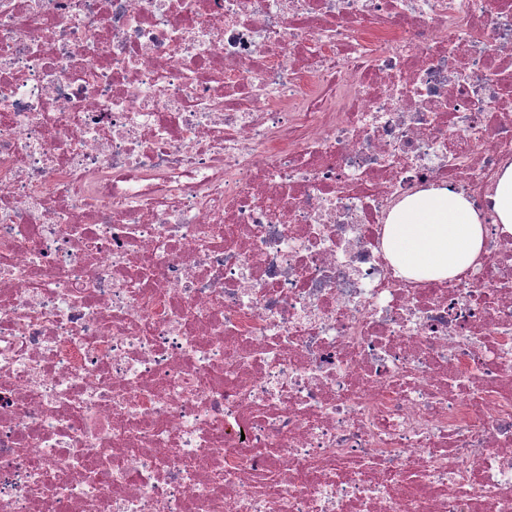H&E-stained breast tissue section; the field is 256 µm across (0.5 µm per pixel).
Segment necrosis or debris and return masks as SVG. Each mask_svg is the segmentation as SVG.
<instances>
[{
	"label": "necrosis or debris",
	"mask_w": 512,
	"mask_h": 512,
	"mask_svg": "<svg viewBox=\"0 0 512 512\" xmlns=\"http://www.w3.org/2000/svg\"><path fill=\"white\" fill-rule=\"evenodd\" d=\"M510 162L512 0H0V512H512ZM500 225V232L512 235V163L498 174L496 186L488 196ZM485 231L468 197L445 187L420 190L390 212L383 249L397 274L417 281L448 280L482 255Z\"/></svg>",
	"instance_id": "obj_1"
}]
</instances>
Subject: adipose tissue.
<instances>
[{"mask_svg": "<svg viewBox=\"0 0 512 512\" xmlns=\"http://www.w3.org/2000/svg\"><path fill=\"white\" fill-rule=\"evenodd\" d=\"M484 226L468 197L445 187L418 191L390 212L383 249L398 275L448 280L482 255Z\"/></svg>", "mask_w": 512, "mask_h": 512, "instance_id": "1", "label": "adipose tissue"}]
</instances>
